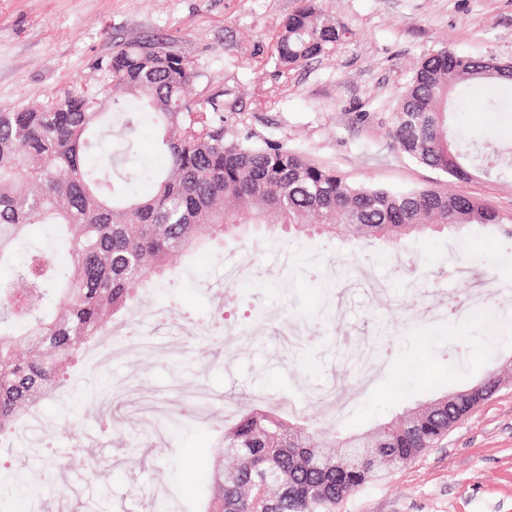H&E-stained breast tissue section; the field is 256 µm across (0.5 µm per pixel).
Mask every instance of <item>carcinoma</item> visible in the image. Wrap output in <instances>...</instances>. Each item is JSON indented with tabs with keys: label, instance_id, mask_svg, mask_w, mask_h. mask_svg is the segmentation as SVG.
Instances as JSON below:
<instances>
[{
	"label": "carcinoma",
	"instance_id": "obj_1",
	"mask_svg": "<svg viewBox=\"0 0 512 512\" xmlns=\"http://www.w3.org/2000/svg\"><path fill=\"white\" fill-rule=\"evenodd\" d=\"M346 33L309 3L283 22L272 57L291 70L330 53ZM204 77L171 41L116 43L89 77L0 111V270L11 275L0 284V438L14 435L25 410L45 399L61 401L45 434L68 428L62 391L73 364L174 274L173 259L256 226L271 235L334 236L342 225L396 253L412 233L462 236L473 225L512 239V218L472 196L353 183L277 140L228 132L224 90L207 83L198 102L185 97ZM461 82L511 83L512 66L448 48L429 53L393 112L394 147L458 182L475 171L512 173V148L451 136L452 92ZM511 105L481 101L493 116ZM147 121L158 164L138 157ZM32 224L54 234L35 243ZM209 325L199 348L211 352L224 345L223 318ZM495 390L496 380L485 377L465 394L444 393L381 425L376 437L329 431L342 455L377 449L346 468L315 439L312 417L243 404L233 421L216 423L219 463L206 471L200 512H336L380 467L415 460ZM200 412L183 406L169 423L186 428Z\"/></svg>",
	"mask_w": 512,
	"mask_h": 512
}]
</instances>
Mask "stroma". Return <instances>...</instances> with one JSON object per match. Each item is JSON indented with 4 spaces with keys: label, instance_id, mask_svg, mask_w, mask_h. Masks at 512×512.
Masks as SVG:
<instances>
[{
    "label": "stroma",
    "instance_id": "obj_1",
    "mask_svg": "<svg viewBox=\"0 0 512 512\" xmlns=\"http://www.w3.org/2000/svg\"><path fill=\"white\" fill-rule=\"evenodd\" d=\"M315 3L350 36L329 55L284 75L271 57L272 42L301 0H0V110L46 99L90 75L92 62L110 53L113 42L167 39L197 59L212 88L223 89L224 118L236 129L287 142L357 182L397 190L453 186L511 218L512 177L478 174L453 184L395 150L387 131L423 55L447 47L512 60V0ZM506 92L498 85H458L459 133L512 139V117L490 122L479 108L484 97ZM403 246L397 262L385 246L348 235L283 232L198 253L136 308L145 338L159 344L171 340L170 302L189 314L190 333L177 350L118 361L106 371L81 360L65 392L75 436L44 437L43 423L59 415L55 402L44 403L38 421L23 425L35 445L32 456L0 449V480L18 471L36 480L47 466L66 475L70 495L45 490L40 512H57L63 503L67 512H144L160 487L183 512H198L201 487L186 468L200 475L210 468L211 421L234 418L242 403L311 414L361 435L494 371L500 388L489 400L407 466L382 469L339 512H512V311L499 312L487 337L479 335V323L464 329L429 316L446 310L451 295L495 297L512 285V240L475 226L463 241L443 231L408 238ZM341 261L372 270L380 288L330 281L331 267ZM238 262L250 263L252 274L225 290L224 270ZM285 277L294 281L287 295L277 286ZM326 305L332 311L327 318L321 315ZM216 311L236 340L207 363L194 348ZM294 321L319 326L320 339L288 344L287 326ZM397 321L396 353L358 390L348 352L376 346L382 330ZM452 338L461 357L448 354ZM106 380L118 384L122 401L110 428L92 404ZM195 393L207 403L206 420L182 431L168 428V406L189 402ZM148 402L162 408L151 428L136 413ZM73 444L106 471V483L68 466L62 451Z\"/></svg>",
    "mask_w": 512,
    "mask_h": 512
}]
</instances>
